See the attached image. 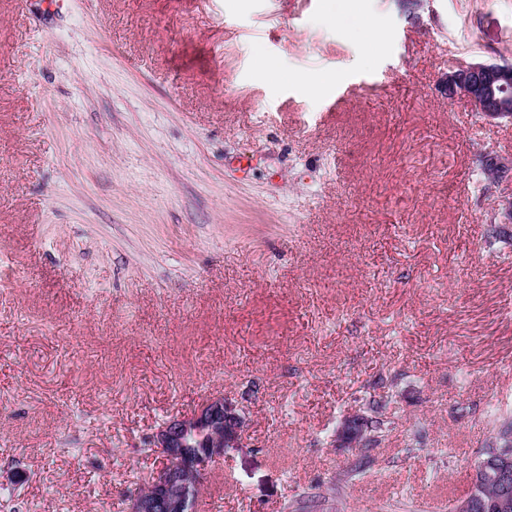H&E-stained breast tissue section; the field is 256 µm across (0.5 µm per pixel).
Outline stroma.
<instances>
[{
  "label": "stroma",
  "mask_w": 512,
  "mask_h": 512,
  "mask_svg": "<svg viewBox=\"0 0 512 512\" xmlns=\"http://www.w3.org/2000/svg\"><path fill=\"white\" fill-rule=\"evenodd\" d=\"M495 61L512 0H0V512H127L219 395L195 512H453L512 415V119L443 78ZM367 428L363 419L352 416L338 430L337 440L351 447H359L364 443Z\"/></svg>",
  "instance_id": "stroma-1"
}]
</instances>
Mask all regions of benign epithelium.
Segmentation results:
<instances>
[{"mask_svg": "<svg viewBox=\"0 0 512 512\" xmlns=\"http://www.w3.org/2000/svg\"><path fill=\"white\" fill-rule=\"evenodd\" d=\"M448 98H463L487 119L512 114V64L471 63L451 67L444 78ZM367 425L352 416L338 430L337 440L351 447L364 443ZM244 421L222 396L209 399L187 416L163 422L148 447L157 449L167 466L151 482L154 492H137L131 512H194L199 482L228 448L240 445ZM490 474L500 485L490 501L475 482L456 512H481L490 506L495 512H512V449L495 448L477 465L475 476Z\"/></svg>", "mask_w": 512, "mask_h": 512, "instance_id": "benign-epithelium-1", "label": "benign epithelium"}]
</instances>
